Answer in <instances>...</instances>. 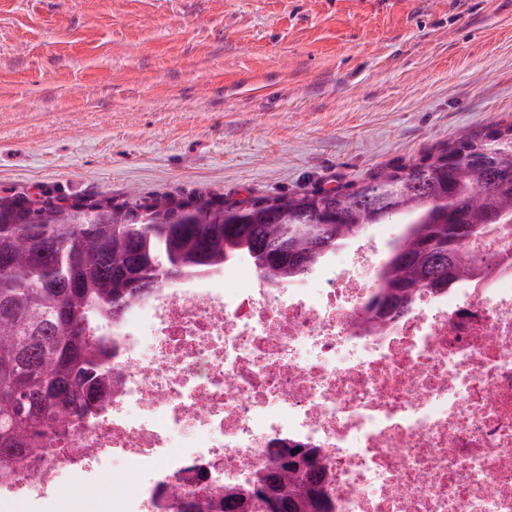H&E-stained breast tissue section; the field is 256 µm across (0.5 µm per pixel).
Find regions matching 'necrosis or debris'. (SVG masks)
Listing matches in <instances>:
<instances>
[{"mask_svg":"<svg viewBox=\"0 0 512 512\" xmlns=\"http://www.w3.org/2000/svg\"><path fill=\"white\" fill-rule=\"evenodd\" d=\"M477 247L506 271L418 292L379 324L374 239L328 280L273 288L240 263L158 289L103 329L111 398L0 497L196 512L300 444L322 451V512H512V244ZM241 272L249 287H224ZM117 459L132 489L102 483Z\"/></svg>","mask_w":512,"mask_h":512,"instance_id":"necrosis-or-debris-1","label":"necrosis or debris"}]
</instances>
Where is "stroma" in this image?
<instances>
[{
  "label": "stroma",
  "mask_w": 512,
  "mask_h": 512,
  "mask_svg": "<svg viewBox=\"0 0 512 512\" xmlns=\"http://www.w3.org/2000/svg\"><path fill=\"white\" fill-rule=\"evenodd\" d=\"M512 123V0H0V197L347 189Z\"/></svg>",
  "instance_id": "stroma-1"
}]
</instances>
